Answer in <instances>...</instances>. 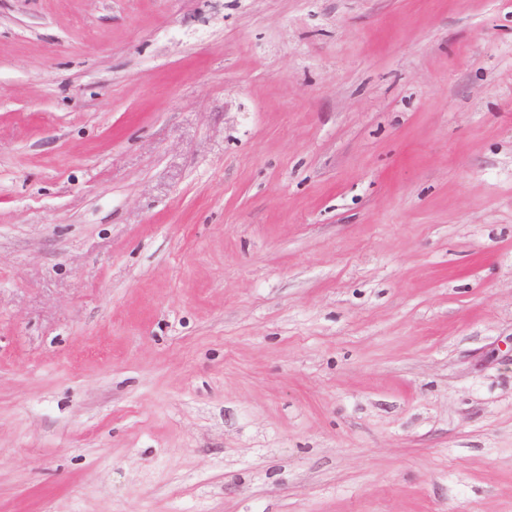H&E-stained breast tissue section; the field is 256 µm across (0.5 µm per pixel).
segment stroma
I'll list each match as a JSON object with an SVG mask.
<instances>
[{
	"instance_id": "obj_1",
	"label": "stroma",
	"mask_w": 512,
	"mask_h": 512,
	"mask_svg": "<svg viewBox=\"0 0 512 512\" xmlns=\"http://www.w3.org/2000/svg\"><path fill=\"white\" fill-rule=\"evenodd\" d=\"M0 512H512V0H0Z\"/></svg>"
}]
</instances>
